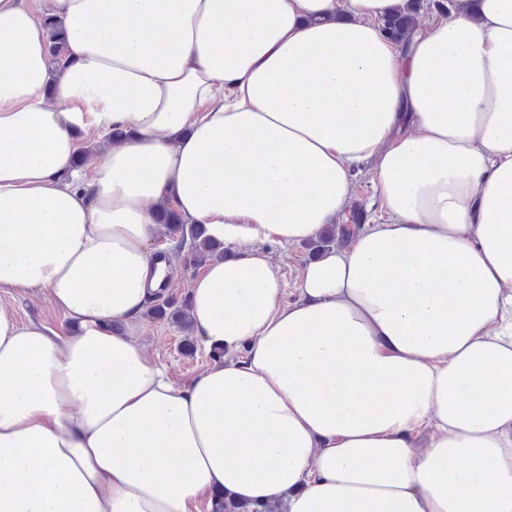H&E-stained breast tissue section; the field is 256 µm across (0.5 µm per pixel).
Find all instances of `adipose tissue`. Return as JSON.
<instances>
[{"instance_id":"adipose-tissue-1","label":"adipose tissue","mask_w":512,"mask_h":512,"mask_svg":"<svg viewBox=\"0 0 512 512\" xmlns=\"http://www.w3.org/2000/svg\"><path fill=\"white\" fill-rule=\"evenodd\" d=\"M406 6L0 0V288L79 327L0 307V512H512V0L400 43ZM365 162L379 223L283 301L265 243L316 239ZM170 198L229 250L191 315L234 358L183 388L109 328L158 294ZM413 15L407 11L400 15L392 16L386 21V30L389 36L398 42L408 39L414 27ZM44 27L47 31L49 42V54L54 67L65 64L66 34L62 25L52 18L44 19ZM0 306L11 312L20 323L42 321L59 325L64 321L38 289L0 288ZM210 495L200 498L193 506L192 512H285V505L282 500L269 502L262 505H251L243 502L227 501L223 495Z\"/></svg>"}]
</instances>
